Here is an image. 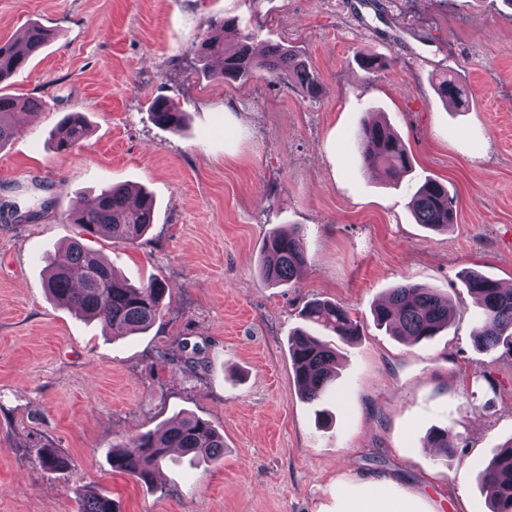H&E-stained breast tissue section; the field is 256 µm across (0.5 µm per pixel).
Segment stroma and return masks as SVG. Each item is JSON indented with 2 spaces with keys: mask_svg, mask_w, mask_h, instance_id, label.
Masks as SVG:
<instances>
[{
  "mask_svg": "<svg viewBox=\"0 0 512 512\" xmlns=\"http://www.w3.org/2000/svg\"><path fill=\"white\" fill-rule=\"evenodd\" d=\"M235 17L263 49L307 60L316 97L262 78L222 80L193 45L209 18ZM37 22L53 40L1 84L31 97L0 149V512H79L87 489L118 512H336L348 484L374 476L424 512H489L476 475L512 438V355L474 348L480 309L463 284L479 271L512 284V7L503 0H0V41ZM391 62L369 75L357 53ZM456 79L469 104L438 85ZM186 112L181 129L148 117L152 98ZM83 113L67 152L49 131ZM383 114L413 167L399 181L364 166L361 124ZM429 178L456 197L445 232L416 224ZM114 183L150 192L154 222L130 246L65 221ZM301 229V278L259 273L270 231ZM129 282L165 283L143 333L114 336L59 306L47 259L76 238ZM412 282L457 311L433 339L388 336L371 309ZM362 326L339 345L320 403L294 384L288 338L312 299ZM202 349L187 359L186 345ZM224 436V456L189 466L173 452L152 485L114 472L113 444L183 413ZM448 429L456 454L427 451ZM66 458L47 471L43 449Z\"/></svg>",
  "mask_w": 512,
  "mask_h": 512,
  "instance_id": "obj_1",
  "label": "stroma"
}]
</instances>
